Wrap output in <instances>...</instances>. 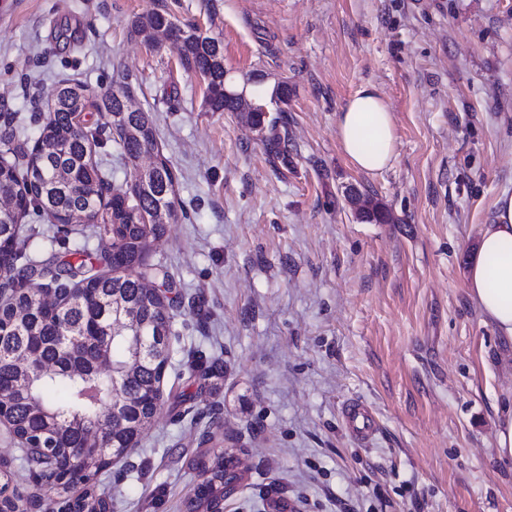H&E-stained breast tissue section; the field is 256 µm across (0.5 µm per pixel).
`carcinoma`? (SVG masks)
Wrapping results in <instances>:
<instances>
[{
  "mask_svg": "<svg viewBox=\"0 0 512 512\" xmlns=\"http://www.w3.org/2000/svg\"><path fill=\"white\" fill-rule=\"evenodd\" d=\"M137 32L152 47L167 45L183 65L208 74L207 110L247 112L252 125L263 129L264 119L254 117L250 101L226 89L221 38L183 27L165 11L139 22ZM76 88L86 86L70 81L60 85V107L46 113L23 169L0 157V181L12 185L17 198L13 211L0 219V244L14 248L13 261L0 264V412L17 437L28 443L39 440L45 447L38 457L24 458L33 481L63 495L56 505L45 506L35 494L8 492L5 483L0 486V512H112V500L97 493L96 485L112 460L95 448L104 443L111 446L113 457H123L131 442L124 433L152 423L163 404L160 383L170 354L173 304H163L142 287L145 272L133 274L129 268L138 262L144 243L159 238L178 219L176 177L158 150L147 113L129 105L128 92H110L101 99L102 115L112 114L105 125L117 133L130 170L126 190L106 197L105 179L92 162L96 136L75 121L76 112L95 102L81 99ZM147 155L155 161L142 179L137 161ZM31 207L62 230L73 215H80L99 237L96 252L75 250L84 256L78 263L55 255L33 257L28 241L19 239L20 222ZM91 259L103 268H95ZM42 287L57 293L55 305L42 301ZM116 296L136 310V322L113 310L109 301ZM17 307L26 311L20 320ZM68 328L75 336L70 348L61 341ZM141 331L150 337V345L138 375L108 377L94 369L102 349L116 366L139 351ZM32 347L51 371L33 375L22 387L17 384L16 359ZM75 359L83 363L84 373L69 372ZM114 391L125 397L123 422L100 443L90 437L88 422L106 418V400ZM193 469L202 481L189 489V512H223L224 498L243 481L233 457L207 451Z\"/></svg>",
  "mask_w": 512,
  "mask_h": 512,
  "instance_id": "obj_1",
  "label": "carcinoma"
}]
</instances>
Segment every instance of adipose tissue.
I'll use <instances>...</instances> for the list:
<instances>
[{
	"mask_svg": "<svg viewBox=\"0 0 512 512\" xmlns=\"http://www.w3.org/2000/svg\"><path fill=\"white\" fill-rule=\"evenodd\" d=\"M336 135L356 170L374 175L391 166L395 127L375 84H362L352 94L337 115ZM466 282L482 315L512 341V194L499 196L493 222L483 225Z\"/></svg>",
	"mask_w": 512,
	"mask_h": 512,
	"instance_id": "ef3b65f1",
	"label": "adipose tissue"
}]
</instances>
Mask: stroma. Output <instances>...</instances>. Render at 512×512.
Wrapping results in <instances>:
<instances>
[{"instance_id":"1","label":"stroma","mask_w":512,"mask_h":512,"mask_svg":"<svg viewBox=\"0 0 512 512\" xmlns=\"http://www.w3.org/2000/svg\"><path fill=\"white\" fill-rule=\"evenodd\" d=\"M162 9L221 37L226 70L256 76L287 160L246 113L206 111L205 82L136 32ZM66 80L148 112L182 206L145 257L178 292L164 403L98 478L112 512H187L191 460L223 450L246 468L224 512L277 498L292 512H512L494 448L512 342L466 287L480 229L512 193V0H0V136L17 154ZM366 82L397 134L377 175L336 136ZM362 204L388 221L360 219ZM22 235L44 259L98 245L34 212ZM353 399L376 411L370 444L344 429ZM22 457L0 425V476L53 499Z\"/></svg>"}]
</instances>
